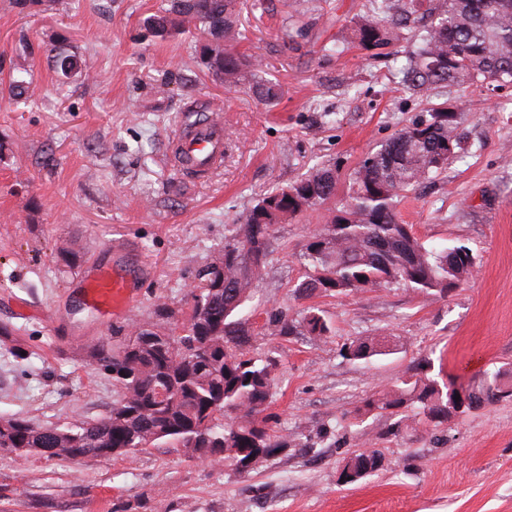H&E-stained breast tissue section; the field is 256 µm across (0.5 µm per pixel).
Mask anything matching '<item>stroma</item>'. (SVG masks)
I'll list each match as a JSON object with an SVG mask.
<instances>
[{
	"mask_svg": "<svg viewBox=\"0 0 512 512\" xmlns=\"http://www.w3.org/2000/svg\"><path fill=\"white\" fill-rule=\"evenodd\" d=\"M358 2L244 9L239 48L284 90L269 107L246 86L214 81L194 37L142 39L141 19L164 0H0V68L32 79L27 104L0 92V325L25 351L0 350V418L104 415L112 382L91 363L92 347L128 339L158 302L185 315L196 270L267 190L319 162L347 175L426 107L397 88L392 61L368 64L346 43L341 20ZM54 46L78 57L81 74L55 72ZM450 95L468 110L465 149L435 185L402 201L399 218L426 245L469 247L467 285L446 298L393 287L314 299L333 321L328 340L257 324L252 353L279 363L269 411L289 444L249 476L183 448L80 462L0 451V512H39L40 500L60 512H512V402L440 427L411 412L395 436L388 413L348 416L426 357L464 382L512 363V88ZM195 102L224 117V166L202 183L168 160ZM321 222L315 213L276 226L248 311L305 308L292 289ZM67 249L80 256L71 270L60 261ZM101 264L131 275L138 293L108 320L81 301ZM365 336L383 339L381 355L342 356ZM297 431L313 452L292 444ZM367 447L384 449L382 469L340 485L344 457Z\"/></svg>",
	"mask_w": 512,
	"mask_h": 512,
	"instance_id": "35a3bbf8",
	"label": "stroma"
}]
</instances>
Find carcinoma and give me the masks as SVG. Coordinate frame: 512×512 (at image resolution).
Wrapping results in <instances>:
<instances>
[{
    "label": "carcinoma",
    "mask_w": 512,
    "mask_h": 512,
    "mask_svg": "<svg viewBox=\"0 0 512 512\" xmlns=\"http://www.w3.org/2000/svg\"><path fill=\"white\" fill-rule=\"evenodd\" d=\"M241 0H167L142 18V37L165 41L196 30L204 35L200 59L207 73L228 86L245 84L262 104L277 103L279 83L262 76L261 60L240 52ZM349 23V43L372 60L397 54L402 29L414 31L415 50L397 72L415 94L446 86L495 90L512 86V0H366ZM62 76L80 72L75 55L57 49ZM466 109L460 100L431 103L352 169L343 197L336 198V165L316 164L261 197L233 235L197 273L188 297L201 312L175 321L168 303L156 304V323L135 332V345H100L97 369L112 379L115 399L105 415L67 424L27 416L10 419L0 434L4 448L42 454L55 450L70 461L127 456L146 448H185L200 460L226 463L240 474L276 456L286 440L266 414L276 396L273 358L250 356L255 330L244 307L263 279L273 253L275 226L308 211H327L300 253L306 276L297 300L365 292L391 285L442 296L473 274L472 250L437 249L404 231L398 205L405 194L434 180L463 150ZM279 336L310 334L324 340L332 323L313 306L298 319L279 307L267 312ZM357 360L382 353L380 340L358 338L343 347ZM424 358L387 391L362 399L360 416L378 410L398 415L415 406L434 426L502 401H512V364L466 383L429 375ZM461 399H455V395ZM380 448L355 450L341 473L349 483L380 470Z\"/></svg>",
    "instance_id": "carcinoma-1"
}]
</instances>
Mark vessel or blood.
I'll list each match as a JSON object with an SVG mask.
<instances>
[{"mask_svg": "<svg viewBox=\"0 0 512 512\" xmlns=\"http://www.w3.org/2000/svg\"><path fill=\"white\" fill-rule=\"evenodd\" d=\"M171 160L197 180L224 162V120L216 113L190 112L170 141ZM86 305L100 315L130 307L134 293L128 280L107 267L97 269L84 291Z\"/></svg>", "mask_w": 512, "mask_h": 512, "instance_id": "obj_1", "label": "vessel or blood"}]
</instances>
